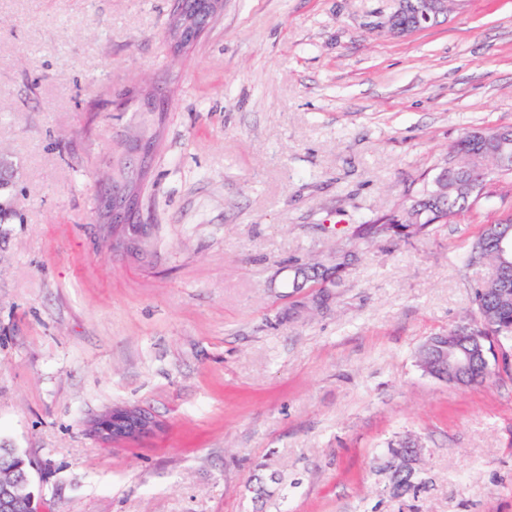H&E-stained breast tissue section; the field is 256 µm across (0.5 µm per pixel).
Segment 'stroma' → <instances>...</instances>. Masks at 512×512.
I'll return each instance as SVG.
<instances>
[{"label":"stroma","mask_w":512,"mask_h":512,"mask_svg":"<svg viewBox=\"0 0 512 512\" xmlns=\"http://www.w3.org/2000/svg\"><path fill=\"white\" fill-rule=\"evenodd\" d=\"M395 8L224 0L175 55L169 0H0V448L43 512H512V369L417 360L476 316L491 269L462 256L512 215V173L426 235L355 234L464 132L512 128V0L407 36ZM339 250L342 287L291 288ZM115 407L161 427L106 442Z\"/></svg>","instance_id":"stroma-1"}]
</instances>
